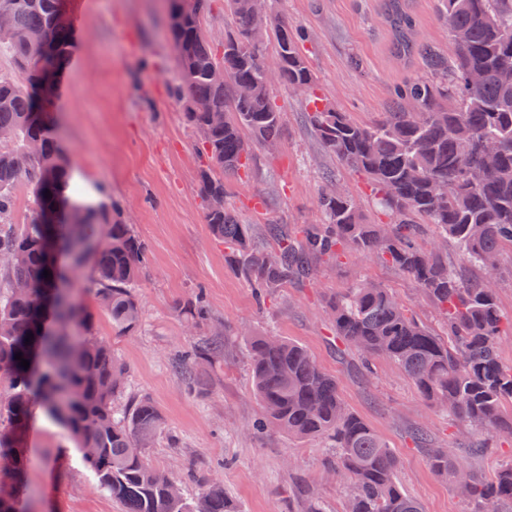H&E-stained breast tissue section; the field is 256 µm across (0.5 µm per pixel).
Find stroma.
I'll use <instances>...</instances> for the list:
<instances>
[{
  "label": "stroma",
  "mask_w": 512,
  "mask_h": 512,
  "mask_svg": "<svg viewBox=\"0 0 512 512\" xmlns=\"http://www.w3.org/2000/svg\"><path fill=\"white\" fill-rule=\"evenodd\" d=\"M63 7L69 18L82 19L83 30L59 72L65 88L53 106L86 192L115 206L147 246L135 290L140 328L115 334L96 299L91 263L72 272L73 291L96 313V335L111 343L125 369L117 407L146 397L162 415L164 429L146 451L150 463L180 478L190 500L205 485L222 483L237 512H306L312 498L323 512H343L353 484L332 472L327 439L253 428L263 409L248 372L245 336L268 332L302 344L336 378L346 406L399 456L398 483L424 512H467L410 440L411 430L423 426L434 445L454 446L463 441L464 426L431 407L392 359L374 358L372 372L363 373L355 350L336 339L329 299L360 283H380L438 332L433 304L392 266L351 251L315 262L310 282L257 302L204 222L197 179L207 158L170 93L176 59L163 0H63ZM267 8L301 29L316 95L355 122H378L395 90L425 71L418 54L396 53L385 0H268ZM404 9L415 44L453 53L439 0H404ZM270 95L282 115L278 146L270 152L251 144V166L229 179L226 205L256 236L271 219L298 229L319 221V198L331 174L368 223H389L367 179L323 151L306 121L307 95L280 84ZM199 291L212 322L195 329L183 304ZM217 329L223 357L187 374L182 354ZM27 448L25 512H124L98 488L67 433L42 412L32 415Z\"/></svg>",
  "instance_id": "obj_1"
}]
</instances>
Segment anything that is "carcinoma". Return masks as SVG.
<instances>
[{
    "instance_id": "obj_1",
    "label": "carcinoma",
    "mask_w": 512,
    "mask_h": 512,
    "mask_svg": "<svg viewBox=\"0 0 512 512\" xmlns=\"http://www.w3.org/2000/svg\"><path fill=\"white\" fill-rule=\"evenodd\" d=\"M235 29L224 34L218 53L202 20L209 0H167L169 34L178 54L174 97L197 132L208 158L199 173L205 223L215 239L231 250L230 262L256 297L312 278L315 259H338L345 250L375 256L412 278L435 305L445 336L435 334L390 291L360 283L330 300L336 338L362 359L385 356L396 361L422 397L448 418L473 431L465 450L431 444L427 428L410 438L425 450L432 471L455 486V463L469 466L470 485L463 498L469 512H512V463L486 478L473 460L486 455L493 441L512 439V365L499 356L498 342L512 318L501 313L486 265L512 248V0H440L450 35L462 33L448 57L408 38L409 21L401 0H388L400 54L418 51L427 74L410 80L392 109L371 126L352 122L346 113L321 103L313 76L300 51L302 31L285 19L268 16L265 39L254 43V0H226ZM0 47L16 73H0V460L13 465L10 484L0 485V512H21V483L28 466L26 440L32 406L63 427L78 448L98 452L82 461L99 486L124 506V512H236L224 487L211 483L197 500L173 491L174 477L145 456L162 430L150 400L138 399L121 410L124 368L109 342L95 336L96 314L74 303L46 301L47 290L66 273L61 258L79 266L73 234L82 228L100 239L90 255L96 295L112 328L134 332L141 321L135 294L146 249L112 209L88 202L68 154L54 134L52 74L70 53L71 41L62 0H0ZM272 38L278 83L312 98L309 124L321 146L348 169L364 175L379 194L389 224H368L346 194L319 198L320 222L296 233L268 222L269 247L253 236L227 206L224 175L246 171L251 154L244 132L266 144L278 141L281 112L270 96L265 68L266 38ZM482 74L476 86L472 71ZM250 87L244 99L234 96ZM494 140L493 159L479 144ZM25 185L34 204L29 217L15 216L14 190ZM51 196H45V193ZM435 226L452 240L461 262L488 277L465 280L441 252L421 249L419 223ZM51 277H44V271ZM192 326L211 320L203 292L187 303ZM91 337L77 349L73 328ZM34 338H28V335ZM255 394L264 414L261 427L300 438L330 439L337 473L349 477L353 491L346 512H424L396 480L399 456L382 437L342 401L336 378L324 372L302 345L280 336L247 337ZM216 333L182 356L187 372L197 359L221 356ZM30 362L20 366L16 354ZM42 356L48 369L37 374Z\"/></svg>"
}]
</instances>
